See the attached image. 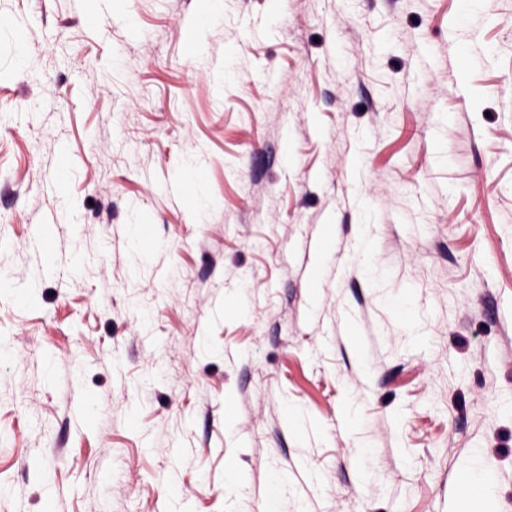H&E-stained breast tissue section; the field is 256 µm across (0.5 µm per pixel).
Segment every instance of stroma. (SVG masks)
<instances>
[{
    "instance_id": "1",
    "label": "stroma",
    "mask_w": 512,
    "mask_h": 512,
    "mask_svg": "<svg viewBox=\"0 0 512 512\" xmlns=\"http://www.w3.org/2000/svg\"><path fill=\"white\" fill-rule=\"evenodd\" d=\"M510 88L512 0H0V512H512Z\"/></svg>"
}]
</instances>
